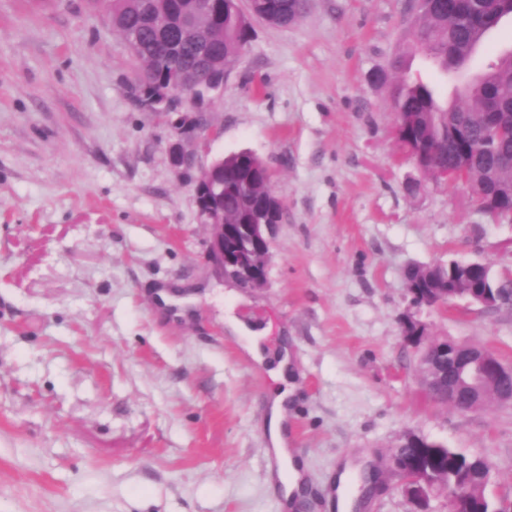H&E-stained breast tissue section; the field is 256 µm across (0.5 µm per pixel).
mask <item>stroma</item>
<instances>
[{"label":"stroma","mask_w":512,"mask_h":512,"mask_svg":"<svg viewBox=\"0 0 512 512\" xmlns=\"http://www.w3.org/2000/svg\"><path fill=\"white\" fill-rule=\"evenodd\" d=\"M413 19L410 0H312L291 26L252 20L185 132L129 92L142 66L105 6L0 0V512H282L262 419L283 389L301 512H336L349 458L358 512H413L386 457L410 431L485 458L512 502V407L429 400L402 331L408 315L512 365V309L418 308L407 290L414 265L512 270V223L421 175L391 86L367 81ZM176 150L269 164L283 216L264 286L209 262ZM233 318L288 353L287 381L245 353Z\"/></svg>","instance_id":"stroma-1"}]
</instances>
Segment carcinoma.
I'll use <instances>...</instances> for the list:
<instances>
[{"label":"carcinoma","mask_w":512,"mask_h":512,"mask_svg":"<svg viewBox=\"0 0 512 512\" xmlns=\"http://www.w3.org/2000/svg\"><path fill=\"white\" fill-rule=\"evenodd\" d=\"M454 11L415 10L411 42L395 52L384 67L382 83L404 71L412 51H422L442 71L465 80L462 100L447 102L429 84L403 81L393 87L397 114L395 134L409 154L418 157L417 167L426 175L454 180L466 177L471 195L488 207L500 210L509 220V207L494 203L497 193L512 187V50L496 57L487 68L469 75L472 59L497 21L512 15V0H461ZM200 0H108L112 27L123 38L137 36L134 56L143 71L158 78L170 71H190L196 66L197 43L220 47L217 62L233 65L250 42L251 31L224 12V29L202 28L181 34L183 19L199 8ZM293 0H259V9L278 14L293 23ZM269 165L251 151L224 157V222H242L243 198L259 201L271 192ZM497 288L499 296L512 300V279L493 275L486 265L471 268L464 278L461 265H416L407 270L411 295L437 301L464 296L472 279ZM391 455L416 457L437 472L442 482L462 480L470 484L474 501L463 512H512L486 495L484 459L439 444L411 448L398 440Z\"/></svg>","instance_id":"cac0c4a2"}]
</instances>
